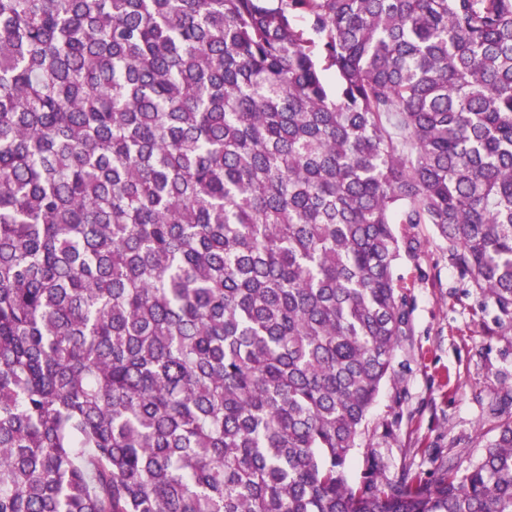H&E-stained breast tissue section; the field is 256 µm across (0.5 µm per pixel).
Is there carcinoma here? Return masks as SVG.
<instances>
[{
	"mask_svg": "<svg viewBox=\"0 0 512 512\" xmlns=\"http://www.w3.org/2000/svg\"><path fill=\"white\" fill-rule=\"evenodd\" d=\"M422 224L512 314V0H0V512H512L345 474Z\"/></svg>",
	"mask_w": 512,
	"mask_h": 512,
	"instance_id": "cac0c4a2",
	"label": "carcinoma"
}]
</instances>
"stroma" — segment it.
I'll list each match as a JSON object with an SVG mask.
<instances>
[{
	"mask_svg": "<svg viewBox=\"0 0 512 512\" xmlns=\"http://www.w3.org/2000/svg\"><path fill=\"white\" fill-rule=\"evenodd\" d=\"M418 236L420 259L397 267L409 331L396 350L393 379L381 387L350 454L353 483L371 456L390 477L448 460L468 467L512 413V317L460 277L430 227Z\"/></svg>",
	"mask_w": 512,
	"mask_h": 512,
	"instance_id": "35a3bbf8",
	"label": "stroma"
}]
</instances>
